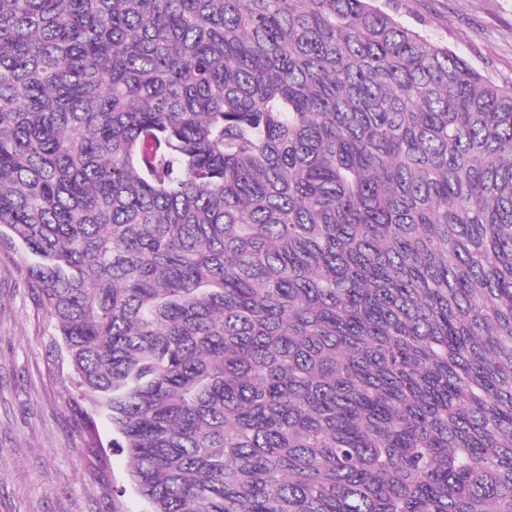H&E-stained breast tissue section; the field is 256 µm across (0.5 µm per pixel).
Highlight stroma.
Segmentation results:
<instances>
[{
	"instance_id": "1",
	"label": "stroma",
	"mask_w": 512,
	"mask_h": 512,
	"mask_svg": "<svg viewBox=\"0 0 512 512\" xmlns=\"http://www.w3.org/2000/svg\"><path fill=\"white\" fill-rule=\"evenodd\" d=\"M405 25L464 58L500 85L512 84V0H379ZM25 256L0 248V512H146L126 459L99 422L107 468L80 454L64 399L71 383L52 373L46 347L56 330L22 283ZM122 488L108 500L101 481Z\"/></svg>"
}]
</instances>
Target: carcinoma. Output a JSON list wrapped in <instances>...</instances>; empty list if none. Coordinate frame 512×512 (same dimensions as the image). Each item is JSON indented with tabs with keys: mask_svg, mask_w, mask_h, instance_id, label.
Listing matches in <instances>:
<instances>
[{
	"mask_svg": "<svg viewBox=\"0 0 512 512\" xmlns=\"http://www.w3.org/2000/svg\"><path fill=\"white\" fill-rule=\"evenodd\" d=\"M376 0H0V246L148 512H512V87Z\"/></svg>",
	"mask_w": 512,
	"mask_h": 512,
	"instance_id": "obj_1",
	"label": "carcinoma"
}]
</instances>
